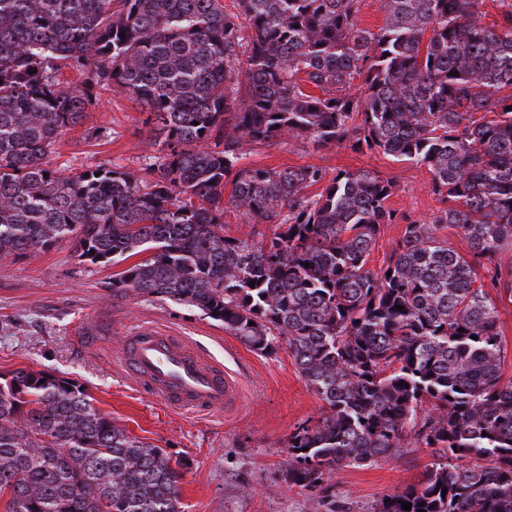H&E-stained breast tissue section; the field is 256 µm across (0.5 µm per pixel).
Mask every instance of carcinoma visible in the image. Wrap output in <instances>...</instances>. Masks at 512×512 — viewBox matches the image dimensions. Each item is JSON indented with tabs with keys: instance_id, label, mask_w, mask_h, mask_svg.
Segmentation results:
<instances>
[{
	"instance_id": "obj_1",
	"label": "carcinoma",
	"mask_w": 512,
	"mask_h": 512,
	"mask_svg": "<svg viewBox=\"0 0 512 512\" xmlns=\"http://www.w3.org/2000/svg\"><path fill=\"white\" fill-rule=\"evenodd\" d=\"M236 2L0 0V260L66 239L95 265L147 252L113 292L195 307L264 355L287 345L324 403L288 437L291 487L416 439L439 461L377 512H512V381L476 272L512 247V3L487 25L482 0H383L373 31L362 0ZM65 69L83 81L66 85ZM110 90L148 110L161 155L139 172L51 165ZM289 138L425 167L449 206L409 221L370 172L240 163ZM228 208L274 236H224ZM401 220L386 268L370 270L381 226ZM179 481L82 385L0 375L6 512H181ZM381 0H364L361 4L359 12V22L361 26L371 28L373 30L384 24L386 14L380 9Z\"/></svg>"
}]
</instances>
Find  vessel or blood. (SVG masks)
I'll return each mask as SVG.
<instances>
[{
	"label": "vessel or blood",
	"mask_w": 512,
	"mask_h": 512,
	"mask_svg": "<svg viewBox=\"0 0 512 512\" xmlns=\"http://www.w3.org/2000/svg\"><path fill=\"white\" fill-rule=\"evenodd\" d=\"M122 371L175 410L230 408L239 399V385L232 376L205 363L179 338L149 328L128 338Z\"/></svg>",
	"instance_id": "b4317fda"
}]
</instances>
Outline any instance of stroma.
Wrapping results in <instances>:
<instances>
[{"instance_id":"stroma-1","label":"stroma","mask_w":512,"mask_h":512,"mask_svg":"<svg viewBox=\"0 0 512 512\" xmlns=\"http://www.w3.org/2000/svg\"><path fill=\"white\" fill-rule=\"evenodd\" d=\"M147 117L122 92L103 94L81 124L62 135L54 165L141 170L158 153ZM244 162L371 172L393 183L389 207L420 222L442 207L426 168L376 149L287 140L253 145ZM115 272L82 262L68 239L0 261V374L29 368L82 384L116 426L164 448L178 463L184 512H373L387 495L419 482L436 461L433 449L415 442L395 459L342 470L317 488L289 486L283 448L298 424L321 414L323 403L288 350L261 355L196 308L113 293ZM143 325L182 338L204 361L237 377L241 404L211 413L173 411L126 378L121 338Z\"/></svg>"}]
</instances>
